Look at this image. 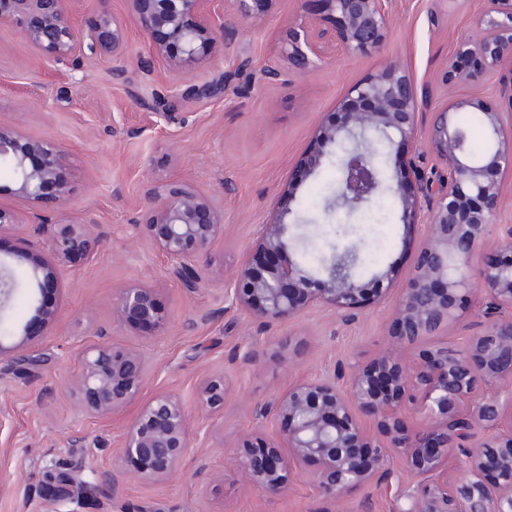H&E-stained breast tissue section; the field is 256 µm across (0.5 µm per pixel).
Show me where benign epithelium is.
I'll return each instance as SVG.
<instances>
[{
    "instance_id": "7a95c632",
    "label": "benign epithelium",
    "mask_w": 512,
    "mask_h": 512,
    "mask_svg": "<svg viewBox=\"0 0 512 512\" xmlns=\"http://www.w3.org/2000/svg\"><path fill=\"white\" fill-rule=\"evenodd\" d=\"M156 54L174 76L204 67L218 41L234 34L225 19L224 0H129ZM236 15L259 21L274 0H230ZM335 22L333 27L289 30L287 54L305 69L331 46L353 56L382 52L391 24L390 0H299ZM495 7L476 23L477 32L461 37L443 80L468 81L512 59V0ZM18 25L28 44L55 62L81 57H110L124 62L130 44L123 22L103 16L92 29L70 22L64 0H0V23ZM224 75L189 85L183 95L196 99L224 96ZM417 90L397 65L350 86L337 116L326 118L305 160L302 177L317 172L329 150L348 147L336 197L329 204L358 209L368 204L382 182L377 174V145L405 147L395 157L387 190L401 205L402 223L413 224L433 181L420 171L413 144L417 130ZM477 112L487 139L479 157L465 151L456 115ZM430 145L445 166L428 231L419 245L414 270L401 289L397 335L368 365L331 378L297 381L256 404L261 419L282 425L280 439L255 434L242 442L240 466L249 484L268 495L288 489L294 469L314 461L313 480L322 494L338 498L345 491L391 473L392 456L416 480V490L401 512H512V399L501 388L512 386V257L473 265L472 257L494 223L504 195V176L512 173V123L484 99L455 101L432 113ZM65 154L48 140L25 138L0 128V166L11 170L15 195L35 206L52 196L68 200L61 177ZM140 226L151 246L173 263L182 288L194 292L207 283L203 258L224 236V204L183 181L148 190ZM292 222L279 215L260 225L256 240L236 272L234 289L241 312L278 326L306 309L324 305L348 319L386 294L396 274L388 265L369 277L339 267L336 253L322 268L305 271L291 258ZM50 261L30 256L29 280L35 283L34 315L23 326L0 335V357L22 349L31 337L45 335L57 318L46 298L57 291L60 270L76 257L91 258L100 237L90 225L61 220L53 225ZM16 282L0 260V312ZM486 300L484 328L457 349L429 338L452 329L461 304L472 294ZM113 319L164 330L167 319L146 285L120 290L112 301ZM73 395L85 414L107 418L132 403L137 411L120 448L135 465L136 478L158 481L175 473L187 448L207 438L191 424L181 398L155 391L144 398L151 366L133 349L102 341L78 353ZM224 376H206L197 389L201 413L224 410ZM463 464V476L448 481V460ZM77 484L71 474L56 478L52 501L70 497Z\"/></svg>"
}]
</instances>
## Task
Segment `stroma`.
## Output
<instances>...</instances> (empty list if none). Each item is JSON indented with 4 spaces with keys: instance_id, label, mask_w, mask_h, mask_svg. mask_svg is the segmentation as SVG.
<instances>
[{
    "instance_id": "1",
    "label": "stroma",
    "mask_w": 512,
    "mask_h": 512,
    "mask_svg": "<svg viewBox=\"0 0 512 512\" xmlns=\"http://www.w3.org/2000/svg\"><path fill=\"white\" fill-rule=\"evenodd\" d=\"M493 0H392L391 26L383 52L353 56L328 52L318 68H295L285 53L289 26L309 16L299 0H274L264 21L231 17V44H218L198 76L223 74V97L182 99L195 77L174 80L146 35L129 0H66L80 29L101 17L124 20L131 53L125 74L115 77L110 58L84 61L80 68L44 58L21 30L0 24V126L21 135L59 143L66 154L62 177L69 187L65 208L54 201L30 206L15 195L16 183L0 172V204L28 221L21 233L0 234V257L23 282L7 314L21 323L33 314L26 252L51 258V224L59 215L93 223L103 239L93 258H75L59 279L50 304L58 318L49 335L35 336L15 357L0 360V477L11 489L0 494V512H46L55 477L80 470L86 488L78 502L57 503L58 512H397L415 486L399 460L378 485L360 487L332 500L319 492L311 467L296 472L283 495L265 497L238 466L241 438L258 431L280 432V423L259 419L256 403L296 380L316 379L370 363L395 332L399 291L343 319L326 307L305 310L288 324L266 327L232 304L235 272L260 225L271 222L287 201L288 182L300 171L315 132L338 108L352 83L398 63L414 81L419 100L417 164L427 176L443 165L428 145L430 116L449 102L482 98L499 111L512 110L504 96L512 65L447 88L441 76L458 37L473 33ZM279 78L262 84L260 72ZM164 96L167 116L152 114L140 100ZM181 179L224 202V235L207 262L213 283L190 293L171 275V262L142 237L147 188ZM339 173L335 158L302 183L290 230L296 255H329L356 245L366 277L392 265L399 283L412 275L427 217L404 226L396 197L354 212L330 209ZM40 214L46 226L31 225ZM146 283L156 288L167 316L163 332L114 322L112 299L120 289ZM107 339L145 353L153 365L151 386L179 393L192 420H205L210 436L187 448L173 476L143 482L120 458L132 412L105 420L81 411L67 381L78 370L76 355ZM255 362H244L245 354ZM223 373L227 394L222 413L202 417L195 405L201 380ZM207 475H197L199 465Z\"/></svg>"
}]
</instances>
